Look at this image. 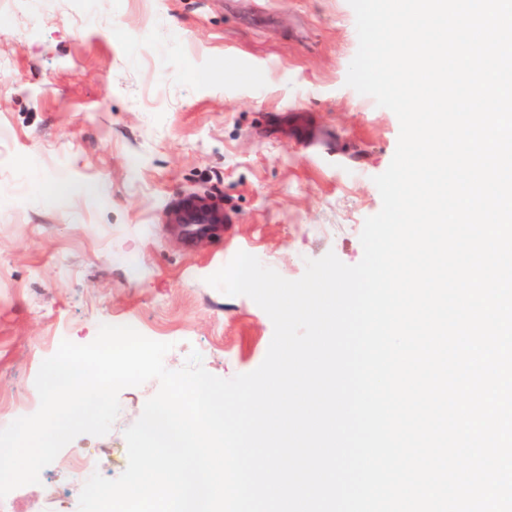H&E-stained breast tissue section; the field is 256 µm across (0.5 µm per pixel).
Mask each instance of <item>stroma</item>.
<instances>
[{"label": "stroma", "instance_id": "stroma-1", "mask_svg": "<svg viewBox=\"0 0 512 512\" xmlns=\"http://www.w3.org/2000/svg\"><path fill=\"white\" fill-rule=\"evenodd\" d=\"M348 0H0V428L35 413L62 340L135 324L210 374L256 369L273 337L249 297L206 279L237 252L289 280L327 253L363 257L399 121L347 86ZM227 217L187 240L189 198ZM159 390L119 394L109 433L83 434L0 499V512H78L89 472L118 478L125 430Z\"/></svg>", "mask_w": 512, "mask_h": 512}]
</instances>
